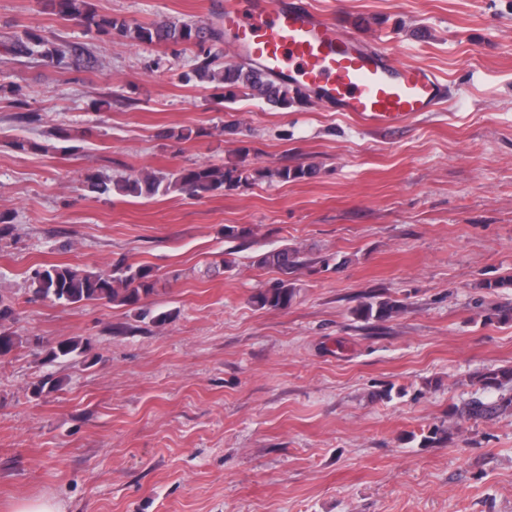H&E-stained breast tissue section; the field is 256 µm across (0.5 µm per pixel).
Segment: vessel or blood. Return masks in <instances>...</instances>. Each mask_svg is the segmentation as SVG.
I'll return each instance as SVG.
<instances>
[{
  "label": "vessel or blood",
  "instance_id": "obj_1",
  "mask_svg": "<svg viewBox=\"0 0 512 512\" xmlns=\"http://www.w3.org/2000/svg\"><path fill=\"white\" fill-rule=\"evenodd\" d=\"M224 27L268 72L366 126L409 120L448 98L433 70L395 65L303 0H224Z\"/></svg>",
  "mask_w": 512,
  "mask_h": 512
}]
</instances>
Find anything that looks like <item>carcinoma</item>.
Segmentation results:
<instances>
[{"mask_svg": "<svg viewBox=\"0 0 512 512\" xmlns=\"http://www.w3.org/2000/svg\"><path fill=\"white\" fill-rule=\"evenodd\" d=\"M45 9L76 19L88 33L113 34L139 43H158L195 48L194 63L181 74L185 84L206 83L215 97L226 102L236 100L244 90L254 98L263 99L277 108H288L307 99L304 88L279 82L244 60L219 63L217 46L224 40V30L213 22L160 21L151 24L130 22L106 17L97 12L93 0H42ZM13 54L38 56L56 66L67 65V56L77 53V48L57 45L30 28L14 38L10 45ZM316 174L314 166L288 167L286 165L255 169L240 161L228 166L199 164L183 167L167 175L152 171L134 176H121L105 182L94 175L86 178V187L92 193L108 194L112 191L134 198L153 197L159 193L178 191L193 197L224 189L234 191L246 188L262 179L279 182L295 181ZM253 265L261 269H274L282 278L260 289L253 296V303L260 309H285L293 301L296 288L288 279L298 268V250L288 245L262 251L253 257ZM155 274L148 265H117L109 271H93L73 266L50 264L31 271L32 299L51 300L73 305L85 302H102L116 306L141 309L142 302L155 291ZM399 311V306L389 300L367 301L355 309V315L365 321L383 320ZM14 308L0 299V357L11 354L20 343L19 336L3 329L14 319ZM89 350V342L69 340L59 343L49 351L52 360ZM512 382V366L488 370L477 377V384L484 388H499ZM506 413L512 414V395H501L486 402L475 398L456 412L458 419H492Z\"/></svg>", "mask_w": 512, "mask_h": 512, "instance_id": "cac0c4a2", "label": "carcinoma"}]
</instances>
